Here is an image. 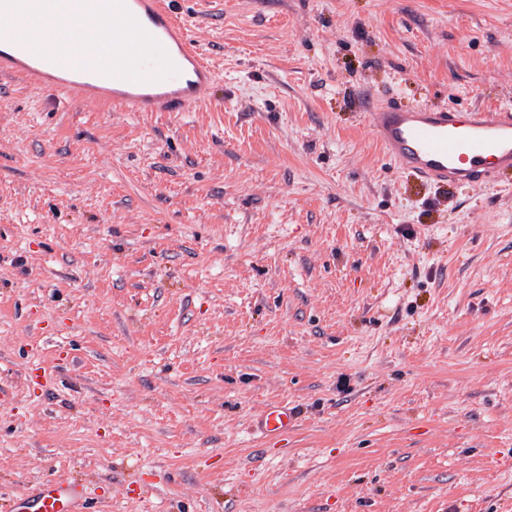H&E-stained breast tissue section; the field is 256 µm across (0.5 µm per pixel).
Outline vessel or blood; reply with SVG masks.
<instances>
[{
	"mask_svg": "<svg viewBox=\"0 0 512 512\" xmlns=\"http://www.w3.org/2000/svg\"><path fill=\"white\" fill-rule=\"evenodd\" d=\"M0 72L126 112H189L210 103L216 70L172 0H0ZM386 159L437 187L495 186L512 173V106L494 109L365 102ZM293 413L269 408L265 435L287 436ZM28 512H87L86 485L63 478L24 493Z\"/></svg>",
	"mask_w": 512,
	"mask_h": 512,
	"instance_id": "vessel-or-blood-1",
	"label": "vessel or blood"
}]
</instances>
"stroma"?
Masks as SVG:
<instances>
[{
    "label": "stroma",
    "instance_id": "obj_1",
    "mask_svg": "<svg viewBox=\"0 0 512 512\" xmlns=\"http://www.w3.org/2000/svg\"><path fill=\"white\" fill-rule=\"evenodd\" d=\"M176 7L197 111L0 75V512H512V183L422 184L362 108L512 106V0ZM294 424V415L287 405H274L259 421V428L266 436L287 437ZM30 512H87L86 485L75 479L38 483L22 495Z\"/></svg>",
    "mask_w": 512,
    "mask_h": 512
}]
</instances>
